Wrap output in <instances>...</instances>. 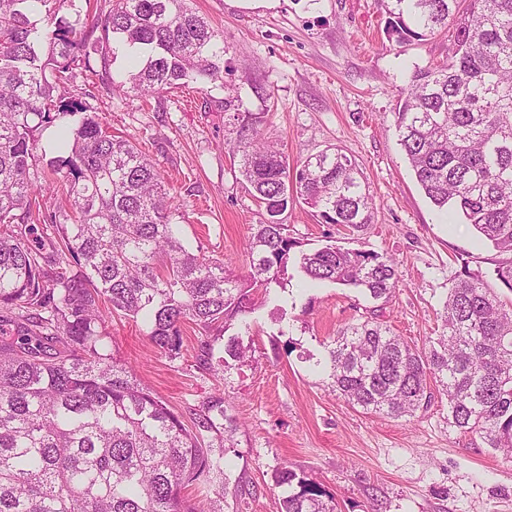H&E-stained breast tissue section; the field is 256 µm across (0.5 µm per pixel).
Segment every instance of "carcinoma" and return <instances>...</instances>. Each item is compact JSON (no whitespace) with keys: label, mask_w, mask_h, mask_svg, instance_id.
I'll return each instance as SVG.
<instances>
[{"label":"carcinoma","mask_w":512,"mask_h":512,"mask_svg":"<svg viewBox=\"0 0 512 512\" xmlns=\"http://www.w3.org/2000/svg\"><path fill=\"white\" fill-rule=\"evenodd\" d=\"M68 3L71 17L59 15ZM91 22L78 0H0V512H223L224 442L233 420L221 389L190 423L108 347L116 314L140 322L153 348L177 359L198 331L197 367L222 376L244 365L249 318L285 289L288 267L352 286L374 301L399 286L395 261L327 244L304 252L281 215L303 200L325 224L371 222L355 161L322 151L291 171L264 136L265 112H233L225 143L264 207L244 251L247 271L194 253L179 236V204L155 165L69 90L128 49L119 88L152 96L189 84L224 86V43L187 0H109ZM388 0L385 30L400 44L454 27L448 59L415 71L396 112L416 182L463 216L507 259L512 291V0ZM101 35L94 36L95 32ZM61 129L53 178L30 176L44 132ZM65 192L67 207L45 211ZM442 335L410 345L376 317L322 343L315 365L366 413L413 417L431 385L448 425L512 458V306L482 276L460 273L443 303ZM280 512H335L285 466ZM203 495L208 510L186 497Z\"/></svg>","instance_id":"obj_1"}]
</instances>
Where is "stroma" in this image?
Wrapping results in <instances>:
<instances>
[{
    "label": "stroma",
    "mask_w": 512,
    "mask_h": 512,
    "mask_svg": "<svg viewBox=\"0 0 512 512\" xmlns=\"http://www.w3.org/2000/svg\"><path fill=\"white\" fill-rule=\"evenodd\" d=\"M387 0H189L224 39V86L169 90L149 99L114 93L128 63L117 57L77 78L110 132L149 155L182 204L181 234L192 247L246 270L244 246L259 207L224 142L225 85L249 112L267 115L264 134L290 166L329 148L358 164L373 200L370 224H325L304 201L284 212L302 250L327 241L393 258L399 286L388 301L334 283L289 279L278 305L253 314L252 357L222 377L195 365L197 337L181 358L149 343L140 326L108 324L112 349L140 379L188 414L215 389L236 423L224 454L231 483L224 512H277L289 467L317 486L336 512H512V459L448 425L435 395L412 418L364 413L332 392L305 360L346 325L378 311L420 346L442 331L445 296L462 266L492 275L498 253L472 225L435 207L416 183L398 141L395 114L412 73L446 61L453 31L400 44L385 32Z\"/></svg>",
    "instance_id": "35a3bbf8"
}]
</instances>
